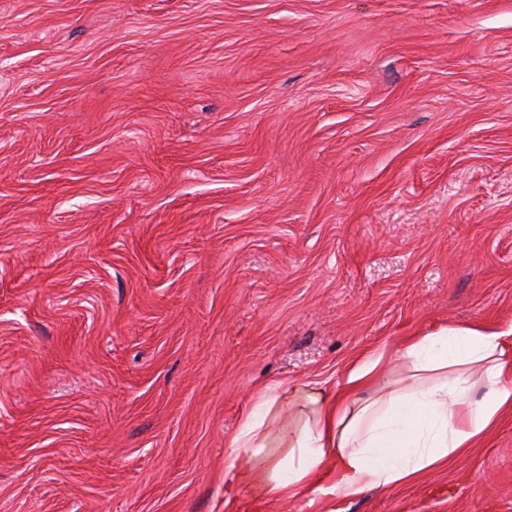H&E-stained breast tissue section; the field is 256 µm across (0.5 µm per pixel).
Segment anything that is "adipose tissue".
<instances>
[{
    "instance_id": "adipose-tissue-1",
    "label": "adipose tissue",
    "mask_w": 512,
    "mask_h": 512,
    "mask_svg": "<svg viewBox=\"0 0 512 512\" xmlns=\"http://www.w3.org/2000/svg\"><path fill=\"white\" fill-rule=\"evenodd\" d=\"M397 355L405 377L377 383L381 355L361 361L341 391L296 389L311 413L285 435L282 458H264L265 424L282 397L269 387L230 443L224 489L278 498L316 489L321 512L375 487L412 482L476 447L512 413V323L449 325Z\"/></svg>"
}]
</instances>
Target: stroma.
Here are the masks:
<instances>
[{
	"label": "stroma",
	"instance_id": "stroma-1",
	"mask_svg": "<svg viewBox=\"0 0 512 512\" xmlns=\"http://www.w3.org/2000/svg\"><path fill=\"white\" fill-rule=\"evenodd\" d=\"M512 323V0H0V512L224 493L257 396ZM345 512H512V415Z\"/></svg>",
	"mask_w": 512,
	"mask_h": 512
}]
</instances>
